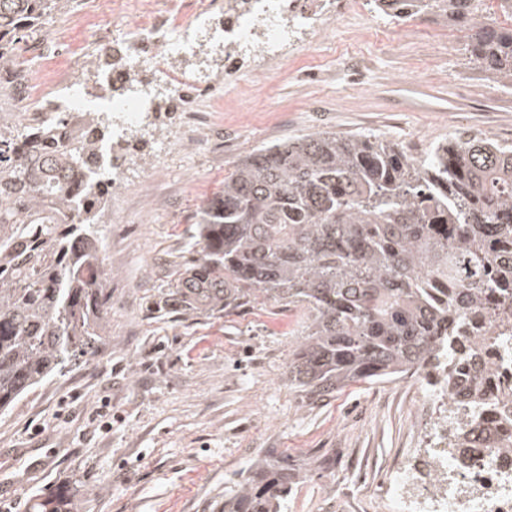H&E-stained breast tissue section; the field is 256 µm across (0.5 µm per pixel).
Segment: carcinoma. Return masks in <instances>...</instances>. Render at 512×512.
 <instances>
[{
  "instance_id": "obj_1",
  "label": "carcinoma",
  "mask_w": 512,
  "mask_h": 512,
  "mask_svg": "<svg viewBox=\"0 0 512 512\" xmlns=\"http://www.w3.org/2000/svg\"><path fill=\"white\" fill-rule=\"evenodd\" d=\"M70 0H0V64ZM395 17L463 21L468 51L512 84V30L487 0H373ZM0 73V411L87 354L111 293L96 229L120 159L90 112L70 129L15 111ZM200 249L179 266L166 306L199 315L298 311L288 383L310 403L353 384L437 367L448 353V445L460 466L512 455L484 426L487 355L506 336H472L485 296L512 307V145L454 138L422 160L367 135L314 132L254 151L201 211ZM296 476L268 455L224 491V512H279Z\"/></svg>"
}]
</instances>
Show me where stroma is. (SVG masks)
Segmentation results:
<instances>
[{"label": "stroma", "mask_w": 512, "mask_h": 512, "mask_svg": "<svg viewBox=\"0 0 512 512\" xmlns=\"http://www.w3.org/2000/svg\"><path fill=\"white\" fill-rule=\"evenodd\" d=\"M467 36L377 11L334 18L313 43L245 56L200 102L231 140L188 126L172 103L154 112L98 214L112 290L99 341L0 412V512H41L63 489L74 512H222L229 481L270 453L311 463L281 512H387L385 486L422 456L411 378L309 405L288 384L294 311L196 316L162 298L202 207L253 151L320 128L422 152L464 133L512 144V86L469 61ZM266 98L272 108L255 110ZM316 102L329 114L320 128ZM103 405L107 426L94 418Z\"/></svg>", "instance_id": "stroma-1"}]
</instances>
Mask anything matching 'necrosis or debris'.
I'll use <instances>...</instances> for the list:
<instances>
[{
    "instance_id": "obj_1",
    "label": "necrosis or debris",
    "mask_w": 512,
    "mask_h": 512,
    "mask_svg": "<svg viewBox=\"0 0 512 512\" xmlns=\"http://www.w3.org/2000/svg\"><path fill=\"white\" fill-rule=\"evenodd\" d=\"M360 0H250L246 11L232 14L221 0H140L138 33L125 43L127 67L115 70L109 80L121 87L132 76L144 81L138 98L114 94L104 107L116 114L115 136L130 143L144 111L151 106L157 89L185 104L191 95H209L213 87L201 78L182 79L174 61L194 54L199 34L208 31L224 48V71L232 73L242 52L295 44L301 32L317 38L326 19L353 16ZM52 84L67 91L66 103L46 106V117L68 121L85 111L91 93L75 84L70 66L33 71L20 68L19 109H26L35 86ZM431 396L418 400L415 409L417 432L430 448L426 477L403 469L389 501L396 512H512V459L484 455L470 468L457 469L448 451L447 370Z\"/></svg>"
}]
</instances>
